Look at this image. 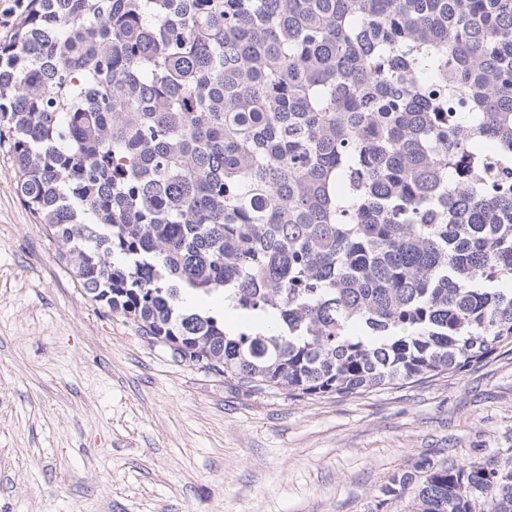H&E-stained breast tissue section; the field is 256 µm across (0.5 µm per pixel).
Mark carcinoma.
<instances>
[{"label":"carcinoma","mask_w":512,"mask_h":512,"mask_svg":"<svg viewBox=\"0 0 512 512\" xmlns=\"http://www.w3.org/2000/svg\"><path fill=\"white\" fill-rule=\"evenodd\" d=\"M2 123L90 299L252 393L512 345V0H27ZM223 291L273 330L183 306ZM418 469L412 512H512L511 465Z\"/></svg>","instance_id":"carcinoma-1"}]
</instances>
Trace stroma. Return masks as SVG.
Returning a JSON list of instances; mask_svg holds the SVG:
<instances>
[{
  "instance_id": "35a3bbf8",
  "label": "stroma",
  "mask_w": 512,
  "mask_h": 512,
  "mask_svg": "<svg viewBox=\"0 0 512 512\" xmlns=\"http://www.w3.org/2000/svg\"><path fill=\"white\" fill-rule=\"evenodd\" d=\"M0 144V512H411L420 460L512 463V349L349 397L254 394L92 302Z\"/></svg>"
}]
</instances>
